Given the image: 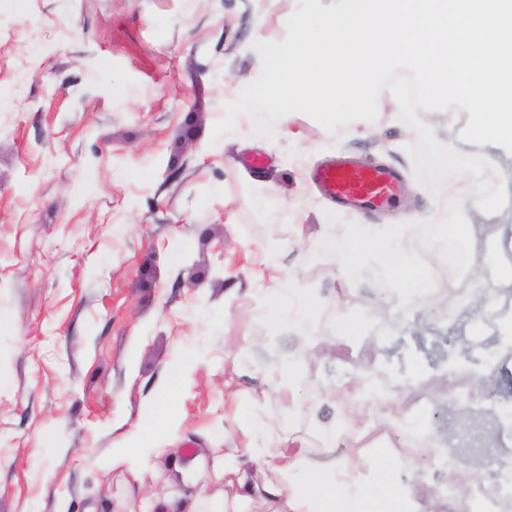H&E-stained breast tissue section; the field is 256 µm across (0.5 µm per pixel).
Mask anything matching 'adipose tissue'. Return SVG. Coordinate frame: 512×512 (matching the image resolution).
<instances>
[{
	"mask_svg": "<svg viewBox=\"0 0 512 512\" xmlns=\"http://www.w3.org/2000/svg\"><path fill=\"white\" fill-rule=\"evenodd\" d=\"M271 448H225L224 480L234 487L231 501L223 512H248L261 503L267 512H363L349 499L336 473H312L303 483L293 477L300 461L291 455L285 438L271 435Z\"/></svg>",
	"mask_w": 512,
	"mask_h": 512,
	"instance_id": "1",
	"label": "adipose tissue"
}]
</instances>
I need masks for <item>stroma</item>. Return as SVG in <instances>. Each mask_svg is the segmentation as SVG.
Returning <instances> with one entry per match:
<instances>
[{
	"label": "stroma",
	"mask_w": 512,
	"mask_h": 512,
	"mask_svg": "<svg viewBox=\"0 0 512 512\" xmlns=\"http://www.w3.org/2000/svg\"><path fill=\"white\" fill-rule=\"evenodd\" d=\"M299 0H0V512H133L150 494H189L179 467L197 461L215 503L233 496L213 449L268 447L271 424L300 453L296 473L363 453L374 469L350 484L370 512H397L413 483L418 512H469L475 479L459 468L455 501L433 495L443 461L464 456L451 404L455 374L485 397L477 426L512 429V154L460 139L462 108L417 109L435 139L492 162L505 207L458 204L463 178L434 196L416 180L415 130L382 90L375 121L326 131L307 114L255 135L235 118L214 137L242 83L259 74L251 45L283 41ZM339 155L394 171L391 205L354 212L325 197L314 169ZM472 226L464 273L420 222ZM382 244L346 274L337 249L364 233ZM335 238V248L325 245ZM407 252L392 261L388 242ZM425 278L429 295L411 292ZM321 306L299 343L281 283ZM357 313L362 330L340 328ZM194 363L174 387L178 362ZM298 368L291 392L268 373ZM173 405L174 419L157 411ZM255 409L259 419L242 418ZM166 452L140 480L103 477L98 461L143 423ZM426 431L434 451L409 456ZM52 491H44V478Z\"/></svg>",
	"instance_id": "stroma-1"
}]
</instances>
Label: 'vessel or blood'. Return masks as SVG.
Wrapping results in <instances>:
<instances>
[{
    "instance_id": "b4317fda",
    "label": "vessel or blood",
    "mask_w": 512,
    "mask_h": 512,
    "mask_svg": "<svg viewBox=\"0 0 512 512\" xmlns=\"http://www.w3.org/2000/svg\"><path fill=\"white\" fill-rule=\"evenodd\" d=\"M315 179L330 198L361 210H372L388 203L394 196L396 181L387 170L361 167L347 159L321 166Z\"/></svg>"
}]
</instances>
